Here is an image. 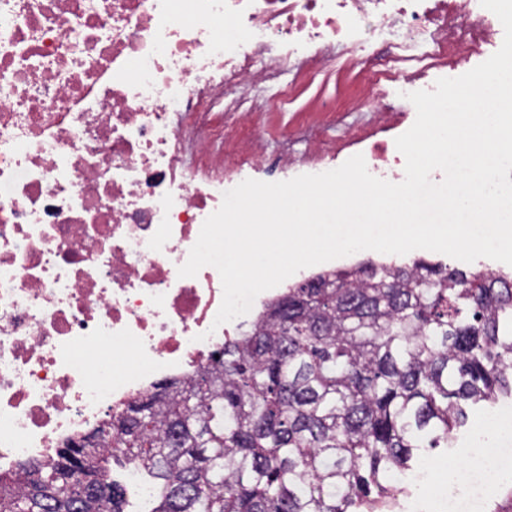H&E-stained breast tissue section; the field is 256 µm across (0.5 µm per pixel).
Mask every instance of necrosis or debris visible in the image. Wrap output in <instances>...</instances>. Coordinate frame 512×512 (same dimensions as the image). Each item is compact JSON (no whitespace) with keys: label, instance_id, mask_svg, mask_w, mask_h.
Masks as SVG:
<instances>
[{"label":"necrosis or debris","instance_id":"obj_1","mask_svg":"<svg viewBox=\"0 0 512 512\" xmlns=\"http://www.w3.org/2000/svg\"><path fill=\"white\" fill-rule=\"evenodd\" d=\"M179 1L0 0V476L82 444L237 333L214 323L216 268L178 275L226 191L357 154L401 182L395 139L416 116L387 96L504 38L480 0H183L184 18ZM329 70L359 89L349 134L270 151L255 90L291 75L281 111ZM217 106L255 128L230 153Z\"/></svg>","mask_w":512,"mask_h":512}]
</instances>
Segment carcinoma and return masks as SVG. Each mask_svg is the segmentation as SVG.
<instances>
[{"instance_id": "cac0c4a2", "label": "carcinoma", "mask_w": 512, "mask_h": 512, "mask_svg": "<svg viewBox=\"0 0 512 512\" xmlns=\"http://www.w3.org/2000/svg\"><path fill=\"white\" fill-rule=\"evenodd\" d=\"M512 398V277L415 260L305 279L148 414L0 478V512H123L112 462L158 481L152 512H362L419 448H446L479 403Z\"/></svg>"}]
</instances>
